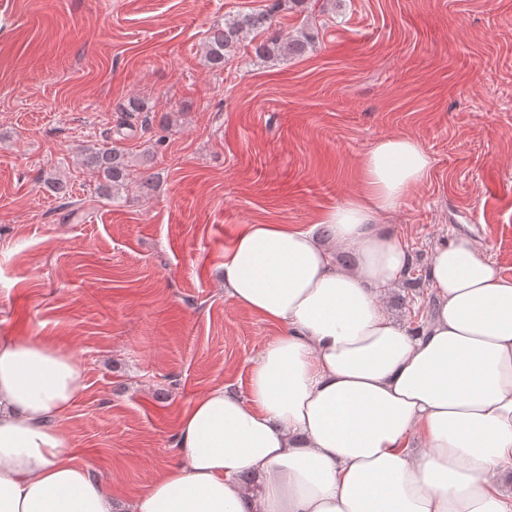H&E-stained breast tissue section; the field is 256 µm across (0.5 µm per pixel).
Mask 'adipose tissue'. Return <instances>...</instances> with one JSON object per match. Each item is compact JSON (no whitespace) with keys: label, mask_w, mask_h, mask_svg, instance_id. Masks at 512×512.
<instances>
[{"label":"adipose tissue","mask_w":512,"mask_h":512,"mask_svg":"<svg viewBox=\"0 0 512 512\" xmlns=\"http://www.w3.org/2000/svg\"><path fill=\"white\" fill-rule=\"evenodd\" d=\"M430 167L412 137L385 138L362 157L361 189L309 228L242 225L224 294L285 333L247 394L220 385L192 402L179 463L130 500L62 434L78 362L1 337L0 512H512V277L460 233L432 254L424 326L385 305L412 256L382 218Z\"/></svg>","instance_id":"adipose-tissue-1"}]
</instances>
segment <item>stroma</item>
<instances>
[{"label":"stroma","mask_w":512,"mask_h":512,"mask_svg":"<svg viewBox=\"0 0 512 512\" xmlns=\"http://www.w3.org/2000/svg\"><path fill=\"white\" fill-rule=\"evenodd\" d=\"M319 3L276 17L282 37L308 32L304 54L259 58L247 38L218 70L204 31L269 0H0V336L78 360L62 432L114 495L177 464L191 402L246 391L284 333L224 294L241 225L313 224L360 189L377 140L432 160L388 218L412 255L390 310L427 319L431 254L457 233L512 276V0ZM135 99L148 132L121 125ZM94 143L153 181L99 198L79 152Z\"/></svg>","instance_id":"stroma-1"}]
</instances>
